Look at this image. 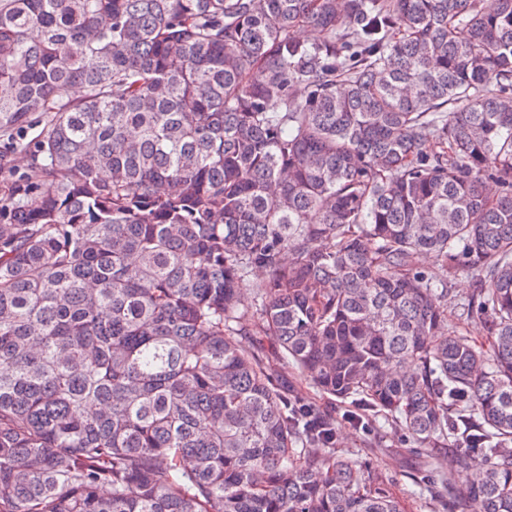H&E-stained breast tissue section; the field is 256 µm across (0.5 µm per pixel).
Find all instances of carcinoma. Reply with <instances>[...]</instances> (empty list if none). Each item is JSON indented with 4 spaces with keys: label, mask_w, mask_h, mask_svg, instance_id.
Wrapping results in <instances>:
<instances>
[{
    "label": "carcinoma",
    "mask_w": 512,
    "mask_h": 512,
    "mask_svg": "<svg viewBox=\"0 0 512 512\" xmlns=\"http://www.w3.org/2000/svg\"><path fill=\"white\" fill-rule=\"evenodd\" d=\"M34 119L0 512H403L266 339L398 426L440 512H512V0H0V137ZM475 286L474 278L470 276H459L448 283V318L481 341L484 338L481 321L476 316L468 318L466 315L460 316L462 313L460 307H463L461 304L467 302Z\"/></svg>",
    "instance_id": "cac0c4a2"
}]
</instances>
